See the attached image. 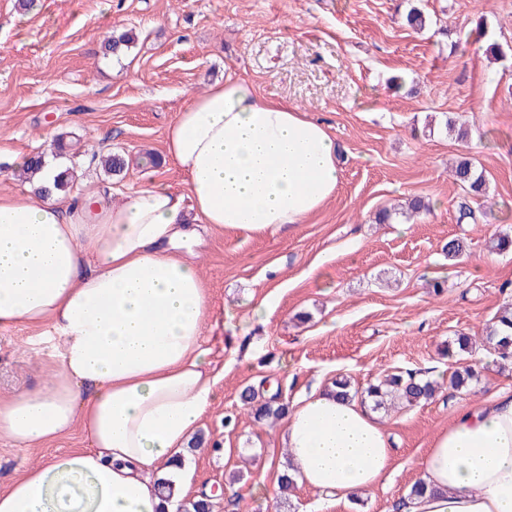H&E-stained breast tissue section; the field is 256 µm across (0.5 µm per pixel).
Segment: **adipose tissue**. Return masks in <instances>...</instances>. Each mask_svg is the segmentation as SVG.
Here are the masks:
<instances>
[{
	"instance_id": "1",
	"label": "adipose tissue",
	"mask_w": 512,
	"mask_h": 512,
	"mask_svg": "<svg viewBox=\"0 0 512 512\" xmlns=\"http://www.w3.org/2000/svg\"><path fill=\"white\" fill-rule=\"evenodd\" d=\"M164 157L185 191L154 183L118 205L90 183L40 200L0 195V330L43 327L59 359L42 387L0 397V437L39 448L78 429L92 444L27 468L0 492V512H179L152 474L184 485L179 463L224 378L187 244L201 224L263 234L304 223L340 181L324 125L233 77L176 115ZM281 440L300 485L342 499L392 466L377 415L327 387L293 406ZM420 478L428 492L409 512H512V393L459 412Z\"/></svg>"
}]
</instances>
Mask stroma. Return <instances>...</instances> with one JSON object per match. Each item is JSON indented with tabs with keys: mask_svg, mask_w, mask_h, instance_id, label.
Returning <instances> with one entry per match:
<instances>
[{
	"mask_svg": "<svg viewBox=\"0 0 512 512\" xmlns=\"http://www.w3.org/2000/svg\"><path fill=\"white\" fill-rule=\"evenodd\" d=\"M411 0H0V194L31 193L15 176L40 153L77 181L129 190L182 186L162 156L169 123L192 97L233 76L257 94L299 106L325 124L340 151L335 196L294 230H214L194 251L223 330L209 337L223 364L216 404L198 428L206 446L186 457L190 494L211 489V512H401L432 438L458 412L512 389V364L479 347L480 379L457 390L445 350L481 334L512 301V252L491 237L512 232V0H420L431 24L404 23ZM134 30L115 59L107 35ZM505 56L489 58L487 43ZM466 123L460 141L447 118ZM126 160L106 175L102 152ZM473 160L488 194L477 223L458 221L462 194L448 171ZM414 197L431 209L375 223ZM466 238L448 260L444 247ZM43 328L0 330V395L37 388L59 363ZM442 382L427 403L382 415L391 470L368 495L341 501L296 486L280 497L283 422L254 419L249 386L290 402L340 376L365 388L397 371ZM80 433L40 448L0 439V491L45 456L86 447Z\"/></svg>",
	"mask_w": 512,
	"mask_h": 512,
	"instance_id": "35a3bbf8",
	"label": "stroma"
}]
</instances>
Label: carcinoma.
I'll return each instance as SVG.
<instances>
[{
    "label": "carcinoma",
    "mask_w": 512,
    "mask_h": 512,
    "mask_svg": "<svg viewBox=\"0 0 512 512\" xmlns=\"http://www.w3.org/2000/svg\"><path fill=\"white\" fill-rule=\"evenodd\" d=\"M405 21L415 31H424L430 25L429 15L416 5L409 8ZM137 41L138 35L131 29L114 34L105 42L106 54L118 57L134 48ZM101 164L105 172L111 175H116L125 168L123 157L115 153L102 156ZM452 175L465 192L463 200L458 204L459 222L463 224L469 220H476L471 201L486 194V180L483 174L477 170L472 160L463 157L452 169ZM73 186V176L67 168L59 172L52 185L35 184L33 188L39 196L47 197L54 192H68ZM484 346L493 351L500 360H512V304L501 308L487 327ZM477 378L478 371L475 365L463 362L452 372L450 385L457 390L462 389ZM333 387L336 388L335 394L338 397L346 398L352 393L367 396L373 399L379 408H384L388 404L393 406L398 402L411 407L433 399L437 392V385L432 380L412 371L388 375L382 382L371 385L364 391L352 389L350 382L344 378L336 379ZM243 399L249 405L251 414L259 420L280 418L288 413V401L279 394L265 398L249 388L244 392Z\"/></svg>",
    "instance_id": "obj_1"
}]
</instances>
